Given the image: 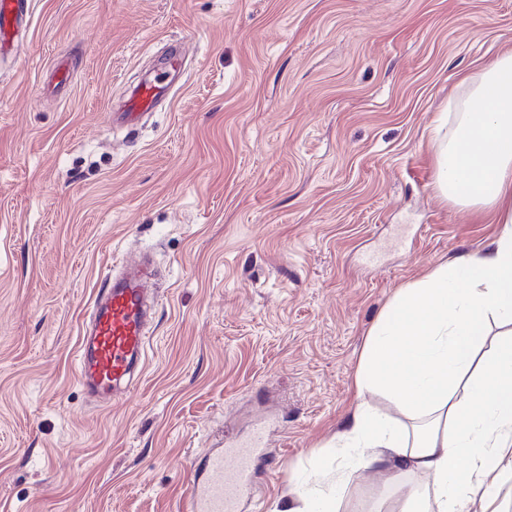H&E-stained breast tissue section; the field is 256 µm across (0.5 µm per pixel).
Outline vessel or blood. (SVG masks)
I'll use <instances>...</instances> for the list:
<instances>
[{"label":"vessel or blood","mask_w":512,"mask_h":512,"mask_svg":"<svg viewBox=\"0 0 512 512\" xmlns=\"http://www.w3.org/2000/svg\"><path fill=\"white\" fill-rule=\"evenodd\" d=\"M30 14V0H0V35L19 31ZM150 80L126 101L121 121L136 124L164 93ZM152 272L147 260H123L112 270L90 310V324L76 354L78 382L85 394L112 400L142 374L148 345L147 294ZM266 427L255 425L227 447L211 449L183 496L182 512H242L256 489L253 473L265 450Z\"/></svg>","instance_id":"obj_1"}]
</instances>
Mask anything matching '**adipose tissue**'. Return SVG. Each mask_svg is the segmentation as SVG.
<instances>
[{
    "mask_svg": "<svg viewBox=\"0 0 512 512\" xmlns=\"http://www.w3.org/2000/svg\"><path fill=\"white\" fill-rule=\"evenodd\" d=\"M453 138L436 153V188L456 204L490 211L498 226L482 254L448 261L399 289L363 350L359 394L380 393L405 412L394 426L357 406L338 434L388 483L420 472L430 493L400 512H487L512 479V337L479 368L489 322L512 327V51L487 66Z\"/></svg>",
    "mask_w": 512,
    "mask_h": 512,
    "instance_id": "1",
    "label": "adipose tissue"
}]
</instances>
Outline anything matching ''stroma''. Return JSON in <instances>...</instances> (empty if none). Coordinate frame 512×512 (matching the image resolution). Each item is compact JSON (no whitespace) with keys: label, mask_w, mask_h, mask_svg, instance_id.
<instances>
[{"label":"stroma","mask_w":512,"mask_h":512,"mask_svg":"<svg viewBox=\"0 0 512 512\" xmlns=\"http://www.w3.org/2000/svg\"><path fill=\"white\" fill-rule=\"evenodd\" d=\"M0 57V512H180L196 461L260 421L244 512L397 487L328 448L394 293L497 227L435 187L437 126L512 50V0H31ZM180 48L182 64L167 58ZM172 92L110 119L146 73ZM149 254L144 373L81 392L82 322ZM344 478H337V470Z\"/></svg>","instance_id":"obj_1"}]
</instances>
